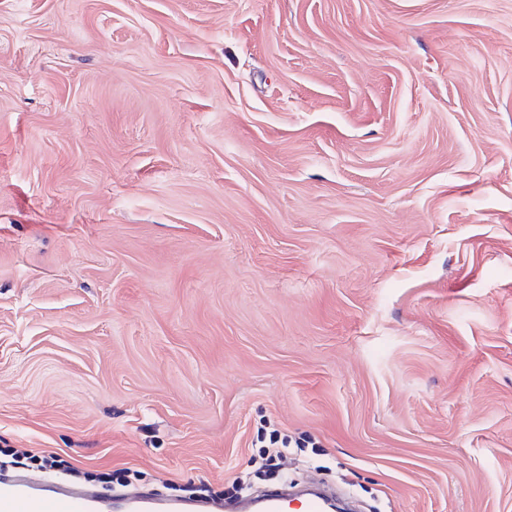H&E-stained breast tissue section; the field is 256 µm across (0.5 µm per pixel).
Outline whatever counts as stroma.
Returning a JSON list of instances; mask_svg holds the SVG:
<instances>
[{"label": "stroma", "mask_w": 512, "mask_h": 512, "mask_svg": "<svg viewBox=\"0 0 512 512\" xmlns=\"http://www.w3.org/2000/svg\"><path fill=\"white\" fill-rule=\"evenodd\" d=\"M261 428L512 512V0H0V468L232 498Z\"/></svg>", "instance_id": "35a3bbf8"}]
</instances>
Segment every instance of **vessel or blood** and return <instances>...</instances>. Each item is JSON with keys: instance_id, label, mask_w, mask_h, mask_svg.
I'll use <instances>...</instances> for the list:
<instances>
[{"instance_id": "obj_1", "label": "vessel or blood", "mask_w": 512, "mask_h": 512, "mask_svg": "<svg viewBox=\"0 0 512 512\" xmlns=\"http://www.w3.org/2000/svg\"><path fill=\"white\" fill-rule=\"evenodd\" d=\"M197 512L195 502L158 498L148 492L113 504L100 500L86 488L47 486L32 474L0 477V512ZM282 489L247 496L227 507V512H285Z\"/></svg>"}]
</instances>
